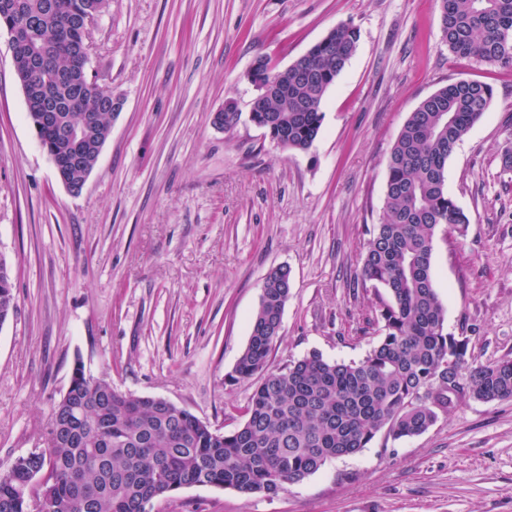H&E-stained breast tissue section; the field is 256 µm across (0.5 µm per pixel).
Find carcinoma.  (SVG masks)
<instances>
[{
    "mask_svg": "<svg viewBox=\"0 0 512 512\" xmlns=\"http://www.w3.org/2000/svg\"><path fill=\"white\" fill-rule=\"evenodd\" d=\"M442 38L457 57L512 62V0H438ZM109 0H0V30L24 31L11 45L27 116L54 112L40 143L56 156L59 178H82L68 163L66 126H86L87 144L105 143L115 107L87 73L71 74L73 49L87 44L86 21ZM356 29L341 24L285 69L265 56L247 78L257 84L250 120L279 147L304 152L318 137L329 88L354 55ZM48 55L47 79L32 68ZM492 88L452 82L423 99L406 119L388 157L384 216L367 229L362 285L385 291L377 342L359 360L329 361L313 350L269 368L291 294L290 271L263 278L251 334L229 379L257 378L242 423L220 432L172 403L126 395L103 380L74 381L56 404L46 449L0 472V512H150L152 502L189 486L276 495L327 462L351 456L384 432L412 438L462 397L512 399V360H468L467 337L447 331L432 275L435 237L469 224L448 196L446 170L455 146L487 111ZM17 307L13 277L0 261V326ZM84 409L79 427L66 419Z\"/></svg>",
    "mask_w": 512,
    "mask_h": 512,
    "instance_id": "obj_1",
    "label": "carcinoma"
}]
</instances>
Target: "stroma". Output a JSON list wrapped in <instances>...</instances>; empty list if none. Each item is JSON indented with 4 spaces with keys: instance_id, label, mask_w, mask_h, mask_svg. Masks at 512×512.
Listing matches in <instances>:
<instances>
[{
    "instance_id": "obj_1",
    "label": "stroma",
    "mask_w": 512,
    "mask_h": 512,
    "mask_svg": "<svg viewBox=\"0 0 512 512\" xmlns=\"http://www.w3.org/2000/svg\"><path fill=\"white\" fill-rule=\"evenodd\" d=\"M341 24L357 50L327 92L321 132L288 152L249 119L257 56L285 68ZM90 76L123 107L80 193L26 115L0 33V256L17 310L0 326V470L44 449L75 365L117 391L238 427L254 380L229 381L265 274L291 296L269 365L316 350L363 357L380 328L353 287L383 214L391 147L421 100L458 80L491 103L448 159L468 216L438 235L432 273L450 333L478 363L512 359V64L452 56L436 0H110ZM234 104L239 121L216 128ZM151 512H512V400L464 399L420 436L386 434L275 496L191 486Z\"/></svg>"
}]
</instances>
